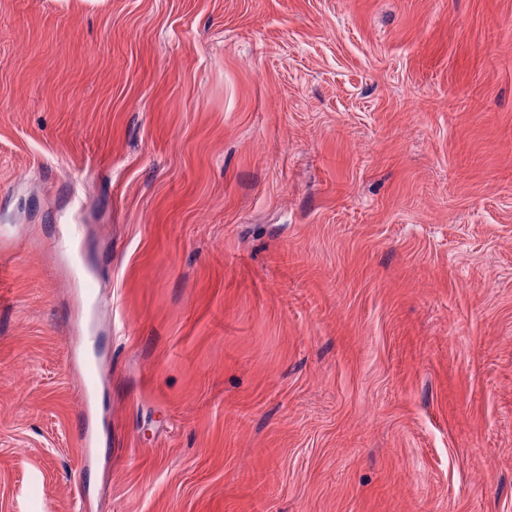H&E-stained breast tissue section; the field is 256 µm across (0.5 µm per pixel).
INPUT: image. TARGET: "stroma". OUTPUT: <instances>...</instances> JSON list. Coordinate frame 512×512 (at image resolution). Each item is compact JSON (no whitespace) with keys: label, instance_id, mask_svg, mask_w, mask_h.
<instances>
[{"label":"stroma","instance_id":"stroma-1","mask_svg":"<svg viewBox=\"0 0 512 512\" xmlns=\"http://www.w3.org/2000/svg\"><path fill=\"white\" fill-rule=\"evenodd\" d=\"M77 503L512 512V0H0V512Z\"/></svg>","mask_w":512,"mask_h":512}]
</instances>
